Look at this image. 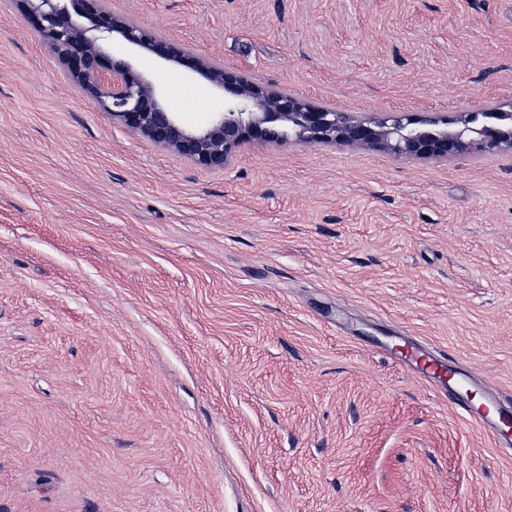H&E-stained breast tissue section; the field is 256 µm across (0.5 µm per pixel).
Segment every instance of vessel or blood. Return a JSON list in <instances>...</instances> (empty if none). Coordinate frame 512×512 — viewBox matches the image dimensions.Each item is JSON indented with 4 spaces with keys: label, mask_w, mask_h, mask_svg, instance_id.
Masks as SVG:
<instances>
[{
    "label": "vessel or blood",
    "mask_w": 512,
    "mask_h": 512,
    "mask_svg": "<svg viewBox=\"0 0 512 512\" xmlns=\"http://www.w3.org/2000/svg\"><path fill=\"white\" fill-rule=\"evenodd\" d=\"M405 364L427 381L436 375H447L449 404L468 416L482 430L491 434L500 447H512L511 396L491 393L486 395L478 406L468 405L464 396L472 387L470 371L448 358L447 355L437 356L417 345L408 349Z\"/></svg>",
    "instance_id": "obj_1"
}]
</instances>
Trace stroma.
I'll return each instance as SVG.
<instances>
[{"mask_svg": "<svg viewBox=\"0 0 512 512\" xmlns=\"http://www.w3.org/2000/svg\"><path fill=\"white\" fill-rule=\"evenodd\" d=\"M108 6L360 117L512 100V0ZM408 343L512 395V149L251 138L203 167L0 0V512H512V453L385 353Z\"/></svg>", "mask_w": 512, "mask_h": 512, "instance_id": "35a3bbf8", "label": "stroma"}]
</instances>
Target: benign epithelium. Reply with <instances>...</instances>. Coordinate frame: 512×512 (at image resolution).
Masks as SVG:
<instances>
[{
    "label": "benign epithelium",
    "mask_w": 512,
    "mask_h": 512,
    "mask_svg": "<svg viewBox=\"0 0 512 512\" xmlns=\"http://www.w3.org/2000/svg\"><path fill=\"white\" fill-rule=\"evenodd\" d=\"M25 19L49 45L71 81L101 111L154 142L208 168H222L248 138L304 144L346 143L420 158L458 156L476 146L488 153L512 149V135L493 125L434 133L428 118L391 115L382 120L320 107L286 91L258 85L245 74L177 47L135 20L112 12L106 0H18ZM117 35L139 56L187 68L222 94V107L207 127L189 130L164 105L153 83L128 59H117L107 42Z\"/></svg>",
    "instance_id": "obj_1"
}]
</instances>
